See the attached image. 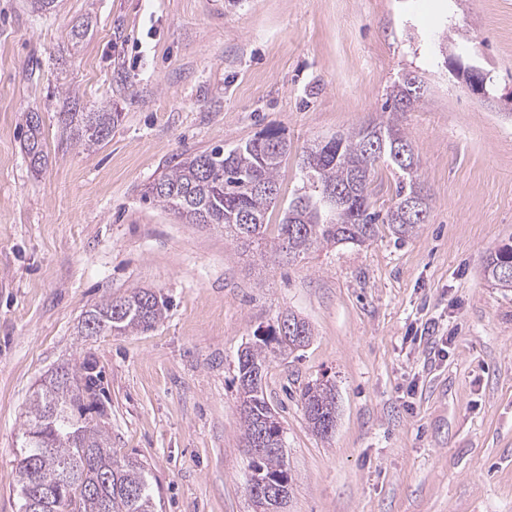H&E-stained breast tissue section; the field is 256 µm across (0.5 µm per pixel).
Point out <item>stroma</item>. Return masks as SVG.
<instances>
[{
	"instance_id": "stroma-1",
	"label": "stroma",
	"mask_w": 512,
	"mask_h": 512,
	"mask_svg": "<svg viewBox=\"0 0 512 512\" xmlns=\"http://www.w3.org/2000/svg\"><path fill=\"white\" fill-rule=\"evenodd\" d=\"M443 39L512 92V0H0V512H22L33 391L87 355L112 446L144 464L158 512H254L238 353L287 312L314 336L265 379L293 478L283 512H512V290L483 272L512 241V112L451 77ZM409 73L424 95L400 123L431 211L406 241L384 226L275 265L141 198L187 154L271 126L291 143V195L304 150L385 120ZM71 90L120 115L89 151L61 135ZM134 288L164 302L160 322L82 335L86 311ZM315 380L336 386L325 438L299 401ZM40 125L39 117L35 113L26 116L27 136L25 149L34 167L41 164L44 156Z\"/></svg>"
}]
</instances>
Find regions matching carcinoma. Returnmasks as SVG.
<instances>
[{
  "instance_id": "obj_1",
  "label": "carcinoma",
  "mask_w": 512,
  "mask_h": 512,
  "mask_svg": "<svg viewBox=\"0 0 512 512\" xmlns=\"http://www.w3.org/2000/svg\"><path fill=\"white\" fill-rule=\"evenodd\" d=\"M413 87L406 81L392 86L391 113L413 108L422 95H409ZM119 113L63 112L61 121L74 145L90 150L112 132ZM25 149L33 165L41 164L43 143L38 115L26 116ZM411 145L395 118L369 124L351 133L313 144L301 163L302 192L313 198L302 210L293 205L284 209L278 234L269 252V261H295L326 244L363 245L374 239L385 224L396 239L412 236L422 221L404 218L403 206L423 190L418 178L419 160L410 152L402 163L393 154L402 145ZM288 139L276 128H267L248 142L227 151L182 159L148 184L144 199L172 212L185 224H220L224 233L262 246L265 244L269 210L279 203L278 173L288 156ZM384 165L395 177L396 201L380 214L370 200L369 186L377 167ZM501 265L512 266V242L490 253L484 276L498 285L494 272ZM164 312L152 290L135 288L117 299L109 298L86 312L93 320L94 335L147 330ZM305 337L281 334L280 324L267 326L255 341L247 344V362L238 363V391L242 400L243 434L250 441L258 425H266L269 436L279 437L280 422L267 425L270 404L265 389L243 383L250 367H268L272 358L287 356L307 346L313 336L302 321ZM80 384L82 394L71 389ZM301 407L312 430L327 436L326 421L336 417V391L329 382L307 385L300 394ZM108 406L95 363L83 361L65 365V373H51L33 392L22 433V455L37 459L38 477L27 490L30 497L44 499L39 512H155L154 497L145 466L137 459L120 455L112 448L107 429ZM252 477L278 478L289 491L292 477L288 462L279 455L255 457Z\"/></svg>"
}]
</instances>
